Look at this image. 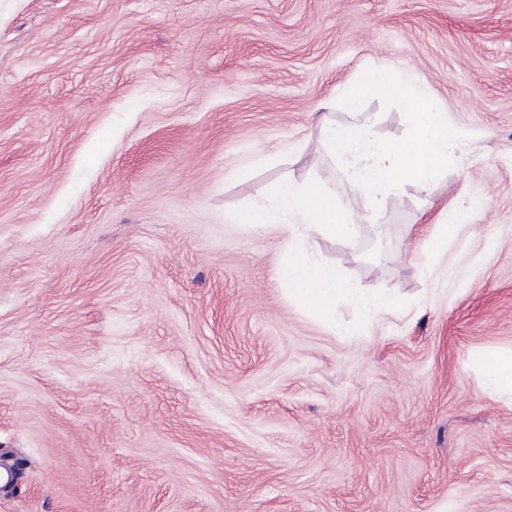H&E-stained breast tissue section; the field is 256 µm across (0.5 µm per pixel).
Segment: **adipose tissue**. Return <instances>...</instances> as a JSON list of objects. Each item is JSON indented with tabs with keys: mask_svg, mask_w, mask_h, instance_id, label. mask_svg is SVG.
<instances>
[{
	"mask_svg": "<svg viewBox=\"0 0 512 512\" xmlns=\"http://www.w3.org/2000/svg\"><path fill=\"white\" fill-rule=\"evenodd\" d=\"M295 223L319 230L328 237L346 241L357 236V226L348 219L345 204L323 183L298 184L283 181L276 187L272 204L254 205L231 213L229 223L246 229H258L274 221ZM283 279L290 295L318 317L336 319V301L351 288L336 267L312 262L297 246H289ZM487 392L512 397V351L494 350L477 360Z\"/></svg>",
	"mask_w": 512,
	"mask_h": 512,
	"instance_id": "obj_1",
	"label": "adipose tissue"
}]
</instances>
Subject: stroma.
Instances as JSON below:
<instances>
[{"label":"stroma","instance_id":"stroma-1","mask_svg":"<svg viewBox=\"0 0 512 512\" xmlns=\"http://www.w3.org/2000/svg\"><path fill=\"white\" fill-rule=\"evenodd\" d=\"M407 64L461 133L354 241L336 324L227 214ZM468 206L455 224L452 206ZM454 224L448 249L422 229ZM512 0H0V512H512ZM484 389L495 395L512 397V351L494 350L477 359Z\"/></svg>","mask_w":512,"mask_h":512}]
</instances>
